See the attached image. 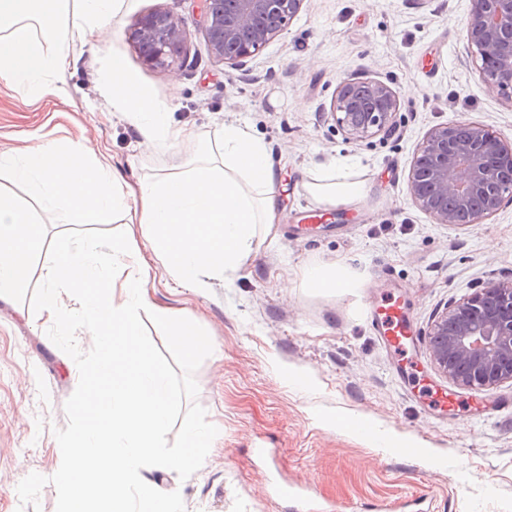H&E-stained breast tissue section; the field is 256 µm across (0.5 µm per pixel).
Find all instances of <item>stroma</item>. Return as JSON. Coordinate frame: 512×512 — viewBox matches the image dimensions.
Segmentation results:
<instances>
[{"mask_svg":"<svg viewBox=\"0 0 512 512\" xmlns=\"http://www.w3.org/2000/svg\"><path fill=\"white\" fill-rule=\"evenodd\" d=\"M470 0H304L286 31L239 69L208 45L198 0H124L109 34L89 36L65 71L63 114L53 94L32 101L0 88V149L26 138L97 139L129 179L166 173L179 156L137 147L130 120L110 113L100 83L121 59L139 85L169 106L172 121L208 138L227 123L248 126L280 170L279 218L232 283L194 291L156 284L159 303L185 310L217 352L185 362L164 330L142 315L143 341L166 366L175 406L162 434L182 448V428L209 424L220 436L201 469L171 480L187 512H290L285 493L313 496L332 512L407 499L428 512H512V382L457 387L429 356L425 335L451 301L491 281L512 282V201L477 224L436 223L412 200L408 174L430 130L477 122L512 141V99L489 87L467 49ZM164 9L185 26L178 59L146 65L130 38L136 20ZM350 77L389 85L399 99L397 130L349 141L329 113ZM351 160L366 193L353 204L319 203L316 174ZM342 266L349 287L315 292L302 276ZM48 255L39 252L26 292L0 299V512H59L50 474L57 445L73 427L78 359L37 320ZM405 306L415 336V377L461 401L463 428L448 408L430 409L404 378V362L370 329V306ZM348 417L375 437L338 429ZM394 435L411 455L384 444ZM43 473L26 491L27 472Z\"/></svg>","mask_w":512,"mask_h":512,"instance_id":"obj_1","label":"stroma"}]
</instances>
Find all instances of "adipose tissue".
Returning a JSON list of instances; mask_svg holds the SVG:
<instances>
[{
	"label": "adipose tissue",
	"instance_id": "obj_1",
	"mask_svg": "<svg viewBox=\"0 0 512 512\" xmlns=\"http://www.w3.org/2000/svg\"><path fill=\"white\" fill-rule=\"evenodd\" d=\"M121 0H0V85L38 96L60 82L76 41L96 32ZM113 111L127 114L143 143L170 151L192 144L191 157L158 179L129 181L86 143L47 141L0 152V177L29 186L55 221L107 224L126 230L110 243L47 241L44 224L0 190V298L30 286L39 250L50 259L39 317L92 358L78 366L76 427L51 474L60 512H185L176 492H160L149 471L182 475L201 468L215 435L204 423L184 426V449L160 450L172 388L167 370L140 338L141 315L162 326L185 359L212 355V337L155 298L161 262L173 281L192 288L227 282L248 260L257 225L278 216L276 171L265 142L249 127L227 124L197 140L172 124L168 108L144 93L121 60L103 75ZM312 192L328 204L366 192L348 165L332 168Z\"/></svg>",
	"mask_w": 512,
	"mask_h": 512
}]
</instances>
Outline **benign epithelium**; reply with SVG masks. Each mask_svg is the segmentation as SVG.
<instances>
[{
    "label": "benign epithelium",
    "instance_id": "1",
    "mask_svg": "<svg viewBox=\"0 0 512 512\" xmlns=\"http://www.w3.org/2000/svg\"><path fill=\"white\" fill-rule=\"evenodd\" d=\"M213 55L241 67L282 33L304 0H201ZM471 57L483 79L512 94V0H471L465 24ZM134 39L143 60L165 67L185 39L181 24L155 10L141 16ZM399 100L377 80L341 81L330 114L353 141L395 129ZM414 203L439 224H475L495 213L512 191V142L488 127L450 122L431 130L408 174ZM430 357L456 385L479 388L512 382V283L486 284L453 302L427 333Z\"/></svg>",
    "mask_w": 512,
    "mask_h": 512
}]
</instances>
